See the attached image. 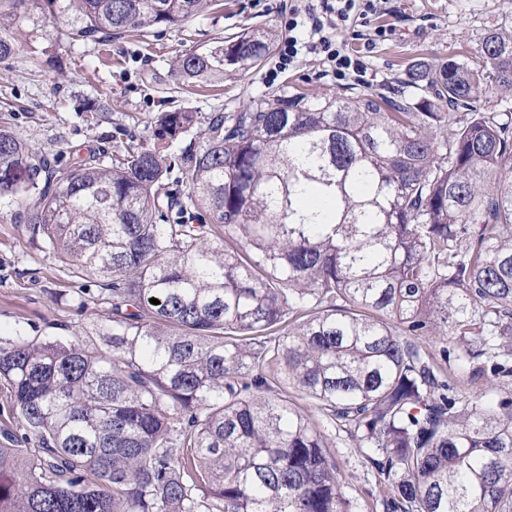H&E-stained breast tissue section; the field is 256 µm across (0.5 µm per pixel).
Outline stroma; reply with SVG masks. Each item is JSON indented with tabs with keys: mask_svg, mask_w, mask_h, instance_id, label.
Listing matches in <instances>:
<instances>
[{
	"mask_svg": "<svg viewBox=\"0 0 512 512\" xmlns=\"http://www.w3.org/2000/svg\"><path fill=\"white\" fill-rule=\"evenodd\" d=\"M290 0H224L180 27H152L111 44L70 42L63 32L73 17L55 5L53 14L36 12L20 24L16 54L0 61V102L13 105L6 121L30 154L47 151L63 159L88 158L111 148L122 135L146 143L153 139L154 117L182 107L206 115L240 112L255 101L304 92L310 98L347 97L381 92L413 101L418 91L406 71L416 61L436 62L477 52L485 31L512 26V0H387L372 23L392 26L393 39L378 42L369 59L368 84L342 87L326 73L320 56L310 55L269 80L277 56L257 68H225L209 87L191 88L174 74L178 56L192 45L229 37L248 27H266L285 38L283 14ZM106 100L105 111H88ZM22 196L0 197V340L89 335L111 320L110 305L79 291L68 266L29 241L19 214ZM450 385L462 399L512 398V382L472 375L469 364L443 361ZM296 402L325 434L328 451L340 471L349 512H383L387 484L355 450L346 428L331 423L304 397Z\"/></svg>",
	"mask_w": 512,
	"mask_h": 512,
	"instance_id": "obj_1",
	"label": "stroma"
}]
</instances>
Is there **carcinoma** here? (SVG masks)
Wrapping results in <instances>:
<instances>
[{
  "label": "carcinoma",
  "mask_w": 512,
  "mask_h": 512,
  "mask_svg": "<svg viewBox=\"0 0 512 512\" xmlns=\"http://www.w3.org/2000/svg\"><path fill=\"white\" fill-rule=\"evenodd\" d=\"M54 2L0 0V60ZM212 2L68 0L63 36L181 26ZM273 46L253 28L176 71L204 83ZM408 76L414 103L176 109L153 143L75 162L0 128V196L33 195L30 239L112 301L91 349L0 345V387L34 440L0 447V512H349L325 435L282 383L368 451L386 512H512V400L459 401L417 342L451 337L472 374L512 377L479 361L512 335V114L477 107L512 90V30ZM196 125L202 145L166 154Z\"/></svg>",
  "instance_id": "obj_1"
}]
</instances>
